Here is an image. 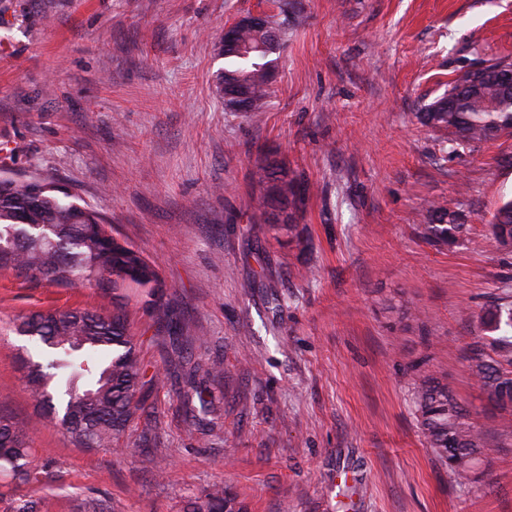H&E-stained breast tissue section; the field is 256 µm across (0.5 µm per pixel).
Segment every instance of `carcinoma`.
<instances>
[{
  "label": "carcinoma",
  "mask_w": 512,
  "mask_h": 512,
  "mask_svg": "<svg viewBox=\"0 0 512 512\" xmlns=\"http://www.w3.org/2000/svg\"><path fill=\"white\" fill-rule=\"evenodd\" d=\"M284 21L269 20L261 30L240 29L237 44L256 48L278 33L283 45ZM224 71L216 89L224 94V81L231 80L251 95V111L265 104L273 70L264 52H243L230 46L220 52ZM512 71V58L486 62L487 74L467 70L448 83V89L424 105L422 121L445 130L457 144L469 145L512 134V92L501 89L497 79ZM257 183L271 184L272 210L295 208L302 201L301 180L288 177L286 169L275 171L260 165ZM100 220L97 212L58 190L38 193L28 185L0 182V269L36 282L71 287L81 284L114 294L131 284L144 289L152 317L169 324V310L154 299L148 284L159 278L158 266L142 251L125 241L102 236L89 229ZM425 229L435 243L454 244L466 231L459 215L431 204L424 216ZM490 231L499 248L512 251V199L493 215ZM491 332L512 329V304L493 303L481 316ZM20 336L34 346L26 360V379L36 397L41 417L59 426L76 448H110L129 424L143 416L137 394L144 386L146 369L137 352L122 306L101 314L89 309H46L21 317L15 326ZM494 355L475 353L469 369L477 378L485 399L504 411L501 433L512 434V339H493ZM193 418L214 428L219 409L214 399L190 385L184 394ZM412 403L420 430L433 456L448 467L456 483L476 482L475 460L485 436L470 419L456 395L427 371L415 369ZM31 429L0 416V469L19 481L40 483L64 480V472L49 465H35L31 458Z\"/></svg>",
  "instance_id": "carcinoma-1"
}]
</instances>
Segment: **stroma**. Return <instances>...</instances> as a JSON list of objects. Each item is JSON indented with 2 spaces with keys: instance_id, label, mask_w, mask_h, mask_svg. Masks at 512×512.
<instances>
[{
  "instance_id": "stroma-1",
  "label": "stroma",
  "mask_w": 512,
  "mask_h": 512,
  "mask_svg": "<svg viewBox=\"0 0 512 512\" xmlns=\"http://www.w3.org/2000/svg\"><path fill=\"white\" fill-rule=\"evenodd\" d=\"M277 0H0V169L40 174L158 265L173 328L136 291L130 333L153 379L149 420L109 448L38 421L15 320L111 312V296L0 271V416L32 430L61 483L0 472V512H512V434L468 355L480 315L512 302V252L489 223L512 196V136L458 146L421 110L460 72L512 56V0H301L263 111H227L218 43ZM277 161L307 186L285 231L260 223L252 178ZM437 201L468 231L435 244ZM224 374L206 376L212 363ZM447 383L483 431L476 483L427 447L412 369ZM196 372L219 399L208 436L179 397Z\"/></svg>"
}]
</instances>
